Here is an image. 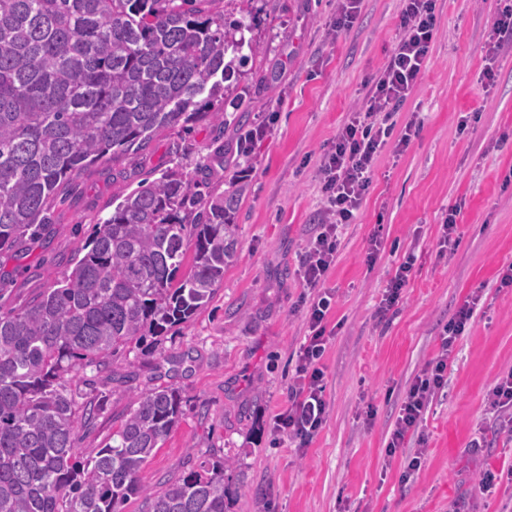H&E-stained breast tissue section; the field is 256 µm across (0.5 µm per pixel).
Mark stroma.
Segmentation results:
<instances>
[{"label":"stroma","instance_id":"35a3bbf8","mask_svg":"<svg viewBox=\"0 0 512 512\" xmlns=\"http://www.w3.org/2000/svg\"><path fill=\"white\" fill-rule=\"evenodd\" d=\"M340 0H235L250 21L251 59L224 100L227 124L164 131L137 156L88 167L67 185L44 234L0 251V311L22 308L72 267L74 252L119 195L147 174L182 165L210 186L246 187L235 215V261L212 301L160 344L143 342L95 374L108 399L79 448L94 454L145 391L171 385L183 415L139 474L159 489L224 459L229 512H512V443L494 433L486 395L512 370V46L486 81L485 44L503 0H437V35L396 130L419 133L385 150L355 223L340 237L326 288L334 334L322 363L329 414L305 449L276 435L306 334L298 270L322 195L317 169L338 127L382 69L400 0H362L350 29L334 32ZM271 131L250 152L243 131ZM460 207L452 258L439 256L441 224ZM382 247L369 259L372 238ZM417 257L396 312L376 310L406 254ZM473 317L457 340L445 386L423 423L427 453L414 482L400 481L417 441L387 456L405 388L439 350L438 333L472 293ZM479 440L477 453L469 444ZM499 474L480 491L479 476Z\"/></svg>","mask_w":512,"mask_h":512}]
</instances>
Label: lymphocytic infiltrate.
<instances>
[{"label":"lymphocytic infiltrate","mask_w":512,"mask_h":512,"mask_svg":"<svg viewBox=\"0 0 512 512\" xmlns=\"http://www.w3.org/2000/svg\"><path fill=\"white\" fill-rule=\"evenodd\" d=\"M401 2L399 31L385 66L337 129L319 166L323 209L317 230L306 244L300 272L307 288L302 297L307 307V334L299 348L288 407L274 420L276 430L302 448L310 445L328 414L322 359L329 341L333 297L322 285L335 262L341 230L356 218L372 184L376 162L393 134L389 119L416 87L437 33L435 0ZM479 301L474 294L458 308L439 333L438 355L426 362L406 387L387 444L388 456L401 452L409 435L419 431L432 399L446 382L455 342ZM486 407L496 433L512 440V371L498 378L487 395Z\"/></svg>","instance_id":"f902f5d3"}]
</instances>
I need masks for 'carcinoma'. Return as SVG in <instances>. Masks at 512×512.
<instances>
[{"instance_id":"carcinoma-1","label":"carcinoma","mask_w":512,"mask_h":512,"mask_svg":"<svg viewBox=\"0 0 512 512\" xmlns=\"http://www.w3.org/2000/svg\"><path fill=\"white\" fill-rule=\"evenodd\" d=\"M220 2L0 0V251L42 234L61 186L91 165L203 117L226 124L202 107L232 92L260 44ZM244 190H202L177 167L142 179L69 274L0 311V512H117L137 495L142 512H226L225 463L159 492L139 484L182 416L177 388L142 393L86 457L76 413L96 420L106 395L68 379L108 369L132 342L156 343L210 303L236 253Z\"/></svg>"}]
</instances>
